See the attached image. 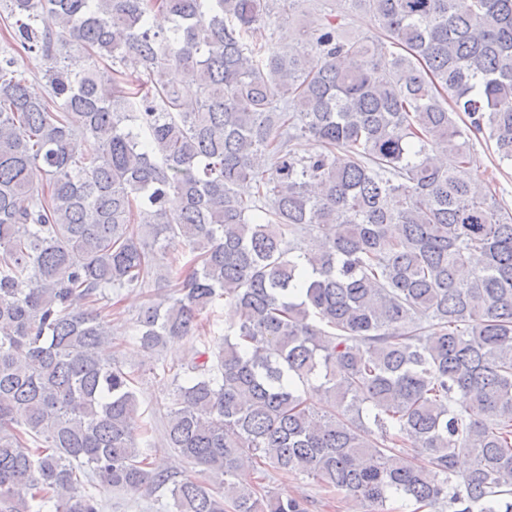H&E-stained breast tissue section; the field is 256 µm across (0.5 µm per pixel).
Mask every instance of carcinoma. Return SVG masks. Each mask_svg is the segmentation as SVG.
<instances>
[{
    "label": "carcinoma",
    "mask_w": 512,
    "mask_h": 512,
    "mask_svg": "<svg viewBox=\"0 0 512 512\" xmlns=\"http://www.w3.org/2000/svg\"><path fill=\"white\" fill-rule=\"evenodd\" d=\"M301 2L0 0V512H307L269 470L512 512V212L468 173L475 140L512 164V0H346L372 34L323 10L283 54ZM152 284L139 350L199 341L161 405L180 480L109 352ZM100 494L105 504L103 512H162V505L165 503L161 491L127 494L101 489Z\"/></svg>",
    "instance_id": "1"
}]
</instances>
